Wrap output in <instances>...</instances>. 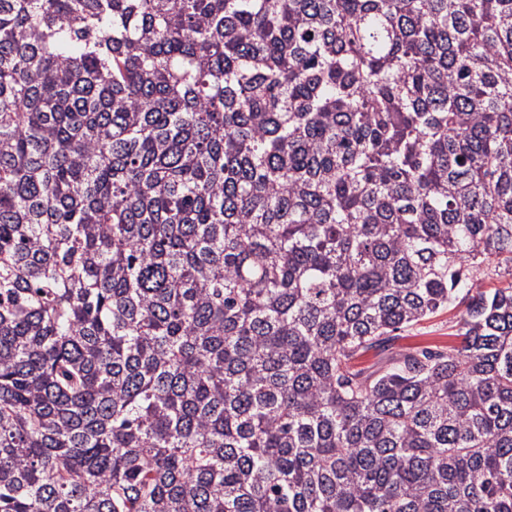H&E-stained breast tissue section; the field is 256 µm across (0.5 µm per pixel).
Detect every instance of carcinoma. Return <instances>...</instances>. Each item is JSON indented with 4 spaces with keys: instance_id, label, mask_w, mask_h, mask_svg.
<instances>
[{
    "instance_id": "obj_1",
    "label": "carcinoma",
    "mask_w": 512,
    "mask_h": 512,
    "mask_svg": "<svg viewBox=\"0 0 512 512\" xmlns=\"http://www.w3.org/2000/svg\"><path fill=\"white\" fill-rule=\"evenodd\" d=\"M0 512H512V0H0ZM454 311L440 314L418 327L397 332L395 346L401 349L413 347H435L448 345V321L453 320ZM454 320L455 317H454Z\"/></svg>"
}]
</instances>
